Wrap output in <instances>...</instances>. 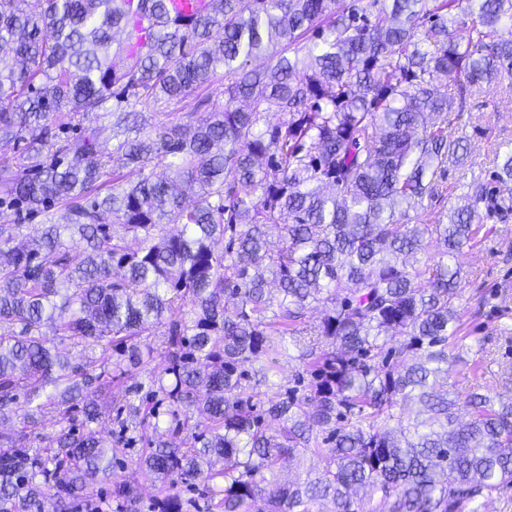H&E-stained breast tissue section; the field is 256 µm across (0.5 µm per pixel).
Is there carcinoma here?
Listing matches in <instances>:
<instances>
[{
  "label": "carcinoma",
  "instance_id": "carcinoma-1",
  "mask_svg": "<svg viewBox=\"0 0 512 512\" xmlns=\"http://www.w3.org/2000/svg\"><path fill=\"white\" fill-rule=\"evenodd\" d=\"M205 3L176 21L170 0H0V147L24 143L0 163V207L59 214L27 244L0 224V425L19 397L31 407L0 434V512L48 497L67 512L141 441L160 512L198 482L222 512H364L367 490L391 512H481L512 489V395L448 383L469 366L452 354L467 336L448 258L512 215V152L448 219L410 220L464 162L467 101L512 76V0ZM138 21L153 26L140 53L116 38ZM221 68L224 105L170 111ZM91 113L108 123L81 126ZM180 183L198 185L194 205ZM153 336L162 362L106 446L90 394L145 369ZM56 338L101 346L100 372ZM305 453L315 476L280 481Z\"/></svg>",
  "mask_w": 512,
  "mask_h": 512
}]
</instances>
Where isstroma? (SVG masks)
<instances>
[{
  "label": "stroma",
  "instance_id": "1",
  "mask_svg": "<svg viewBox=\"0 0 512 512\" xmlns=\"http://www.w3.org/2000/svg\"><path fill=\"white\" fill-rule=\"evenodd\" d=\"M470 160L488 164L494 153L512 148V79L503 80L485 98L476 100L463 115ZM489 234L479 235L459 257L464 271L462 294L457 309L469 335L468 360H480L478 373L462 370L456 375L458 386L480 384L490 390L512 383V218L492 221ZM136 487L139 500L125 512H158L162 496L135 464L115 469L111 481L92 480L88 498L102 504L105 512H114L113 482Z\"/></svg>",
  "mask_w": 512,
  "mask_h": 512
}]
</instances>
